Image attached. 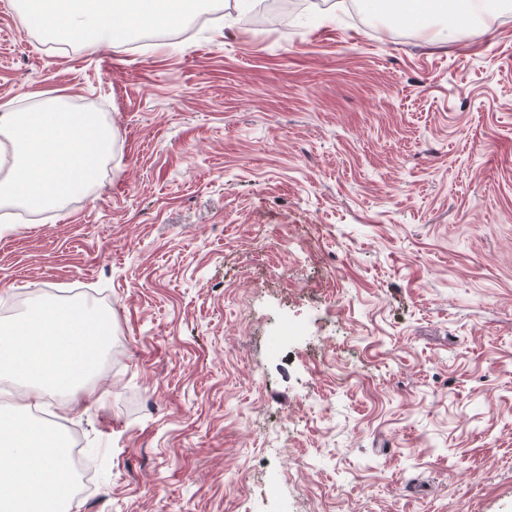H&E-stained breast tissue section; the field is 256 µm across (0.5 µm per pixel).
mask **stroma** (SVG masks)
I'll return each mask as SVG.
<instances>
[{
  "label": "stroma",
  "instance_id": "stroma-1",
  "mask_svg": "<svg viewBox=\"0 0 512 512\" xmlns=\"http://www.w3.org/2000/svg\"><path fill=\"white\" fill-rule=\"evenodd\" d=\"M296 30L232 0L188 38L90 48L0 0V113L112 128L98 184L0 226V313L112 334L70 512H512V6Z\"/></svg>",
  "mask_w": 512,
  "mask_h": 512
}]
</instances>
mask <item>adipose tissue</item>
I'll list each match as a JSON object with an SVG mask.
<instances>
[{
  "mask_svg": "<svg viewBox=\"0 0 512 512\" xmlns=\"http://www.w3.org/2000/svg\"><path fill=\"white\" fill-rule=\"evenodd\" d=\"M19 16L52 40L114 44L186 19L197 0H22ZM112 132L81 112L51 104L0 114V206L60 208L98 178ZM111 317L80 303L32 304L0 330V377L22 382L23 406L0 412V512H68L75 481L71 449L52 425L28 413L45 389L76 411L100 360Z\"/></svg>",
  "mask_w": 512,
  "mask_h": 512,
  "instance_id": "1",
  "label": "adipose tissue"
}]
</instances>
